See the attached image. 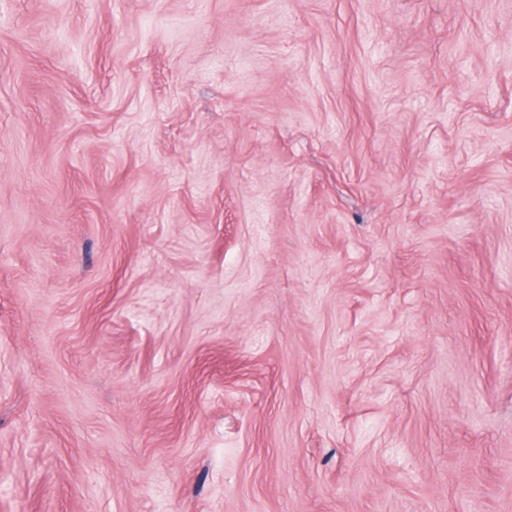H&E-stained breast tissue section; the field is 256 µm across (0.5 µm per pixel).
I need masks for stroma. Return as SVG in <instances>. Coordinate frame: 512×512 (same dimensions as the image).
<instances>
[{
    "mask_svg": "<svg viewBox=\"0 0 512 512\" xmlns=\"http://www.w3.org/2000/svg\"><path fill=\"white\" fill-rule=\"evenodd\" d=\"M0 512H512V0H0Z\"/></svg>",
    "mask_w": 512,
    "mask_h": 512,
    "instance_id": "stroma-1",
    "label": "stroma"
}]
</instances>
